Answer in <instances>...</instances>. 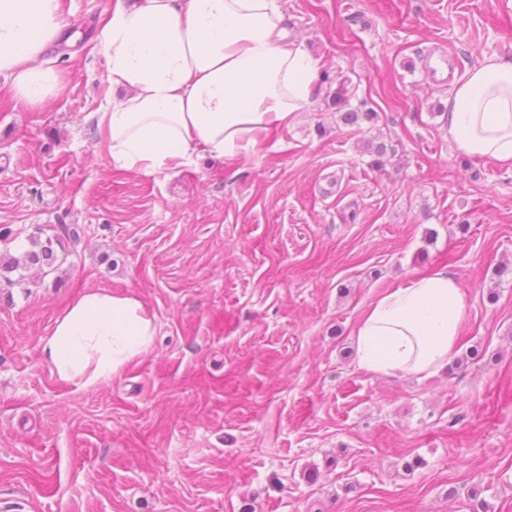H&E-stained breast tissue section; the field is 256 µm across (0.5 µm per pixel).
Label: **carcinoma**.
Masks as SVG:
<instances>
[{
	"label": "carcinoma",
	"instance_id": "obj_1",
	"mask_svg": "<svg viewBox=\"0 0 512 512\" xmlns=\"http://www.w3.org/2000/svg\"><path fill=\"white\" fill-rule=\"evenodd\" d=\"M327 104L336 110L340 122L348 127L362 129L365 123L373 124L377 113L369 109H361L351 105L347 86L340 84L336 91L328 96ZM368 150L374 156L372 166L381 168L384 159L393 158L397 154L396 145L384 140L368 141ZM64 235L42 237L32 235L28 238V246L21 256L15 257L10 253L0 254V286H13L25 279V272L35 269L47 274L60 268V254L67 252L65 241L75 242L80 234L75 228H63Z\"/></svg>",
	"mask_w": 512,
	"mask_h": 512
}]
</instances>
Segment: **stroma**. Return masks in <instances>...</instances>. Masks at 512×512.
Listing matches in <instances>:
<instances>
[{"label": "stroma", "instance_id": "stroma-1", "mask_svg": "<svg viewBox=\"0 0 512 512\" xmlns=\"http://www.w3.org/2000/svg\"><path fill=\"white\" fill-rule=\"evenodd\" d=\"M114 2L61 0L42 108L0 77V252L81 229L58 272L0 288V512H512V169L451 143L430 66L512 60V0H279L320 62L311 105L248 159L160 175L113 165L92 119ZM342 84L372 128L327 107ZM436 269L467 294L458 368L360 370L364 310ZM88 288L140 296L159 336L84 392L39 345Z\"/></svg>", "mask_w": 512, "mask_h": 512}]
</instances>
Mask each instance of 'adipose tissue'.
<instances>
[{
	"mask_svg": "<svg viewBox=\"0 0 512 512\" xmlns=\"http://www.w3.org/2000/svg\"><path fill=\"white\" fill-rule=\"evenodd\" d=\"M60 0H0V75L36 109L63 88L44 59L64 29ZM117 97L94 115L111 163L145 175L210 155L248 158L311 104L319 61L284 27L278 0H116L98 35ZM460 151L512 167V62L487 59L454 82L443 114ZM467 295L445 270L378 296L354 334L357 365L430 375L455 351ZM157 317L140 297L79 294L42 338L58 379L97 389L148 354Z\"/></svg>",
	"mask_w": 512,
	"mask_h": 512,
	"instance_id": "obj_1",
	"label": "adipose tissue"
}]
</instances>
